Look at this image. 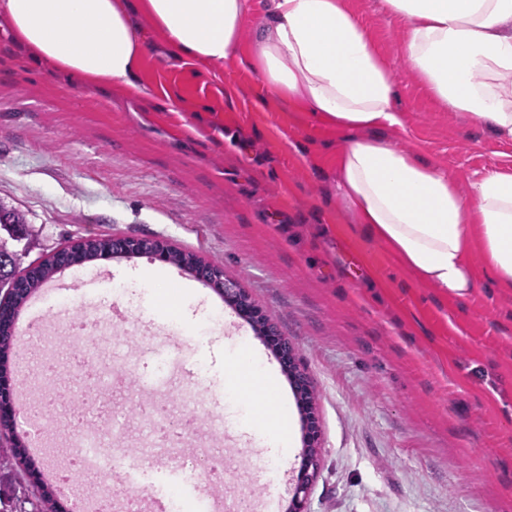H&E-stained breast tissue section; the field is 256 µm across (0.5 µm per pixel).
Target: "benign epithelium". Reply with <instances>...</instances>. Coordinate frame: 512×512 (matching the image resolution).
I'll return each mask as SVG.
<instances>
[{"instance_id":"1","label":"benign epithelium","mask_w":512,"mask_h":512,"mask_svg":"<svg viewBox=\"0 0 512 512\" xmlns=\"http://www.w3.org/2000/svg\"><path fill=\"white\" fill-rule=\"evenodd\" d=\"M135 248L140 249L141 255L157 259L159 255L167 253L170 245L160 239L132 237L112 239V249L117 254H125ZM198 275L203 280L219 283L224 298L233 305L239 316L251 317L261 324L265 323L266 317L261 308L251 300L243 289L226 281L222 271L211 265L203 264L198 268ZM263 340L275 352L284 370L289 373L300 398L304 451L288 512H308V497L318 469L317 448L320 447L321 442V428L315 412L312 390L306 376L297 367L288 341L272 326L264 327Z\"/></svg>"}]
</instances>
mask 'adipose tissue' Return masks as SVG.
Listing matches in <instances>:
<instances>
[{
    "mask_svg": "<svg viewBox=\"0 0 512 512\" xmlns=\"http://www.w3.org/2000/svg\"><path fill=\"white\" fill-rule=\"evenodd\" d=\"M407 21L413 71L449 111L512 142V0H384ZM247 0H0V28L28 58L93 85L131 88L147 46L137 23L179 59L218 65L239 45ZM251 63L267 90L349 138L336 190L398 262L444 296L465 297L480 249L512 288V170L477 174L461 193L448 172L395 147L396 86L343 0H269Z\"/></svg>",
    "mask_w": 512,
    "mask_h": 512,
    "instance_id": "1",
    "label": "adipose tissue"
}]
</instances>
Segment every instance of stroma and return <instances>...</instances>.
I'll return each mask as SVG.
<instances>
[{"mask_svg":"<svg viewBox=\"0 0 512 512\" xmlns=\"http://www.w3.org/2000/svg\"><path fill=\"white\" fill-rule=\"evenodd\" d=\"M365 27L397 85L398 148L448 170L460 190L475 174L512 167L504 142L463 112L445 109L411 71L406 23L383 0H343ZM265 19L250 0L234 58L219 66L170 56L154 43L134 96L60 74L0 39V204L22 211L38 244L21 260L40 262L90 237L158 238L219 265L293 345L320 420V467L310 512H512V288L498 287L479 251L469 262L477 286L445 297L404 270L336 191L345 133L278 102L244 59ZM166 274L171 293L149 300L141 282ZM81 277L80 291L71 288ZM44 307L35 340L13 372L27 380L32 407L48 405L42 428L48 466L77 453L78 411L99 427L116 424L123 467L135 484L104 485L82 473L85 497L146 506L188 488L146 451L160 445L143 409L179 412L172 390L205 389L226 432L220 492L226 512H288L300 467L302 419L278 358L232 306L202 280L148 257L66 269ZM125 296L114 300L113 285ZM124 306L126 334L113 362L143 376L165 366L169 390L140 395L135 378L105 396H72L44 373L46 361L73 370L72 319ZM253 348L275 371L292 415L288 456L274 459L245 414L264 417L265 392L242 382L248 402L224 397V360Z\"/></svg>","mask_w":512,"mask_h":512,"instance_id":"1","label":"stroma"}]
</instances>
